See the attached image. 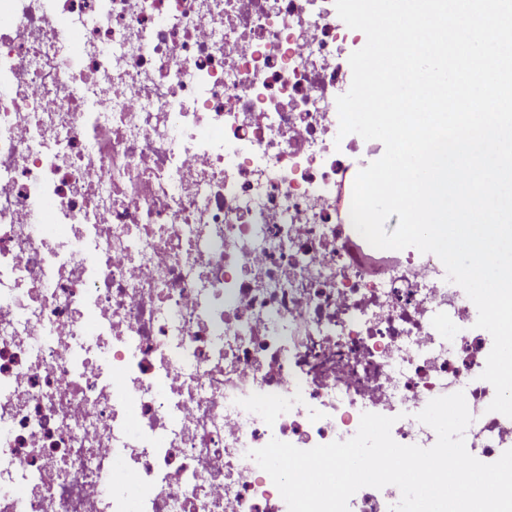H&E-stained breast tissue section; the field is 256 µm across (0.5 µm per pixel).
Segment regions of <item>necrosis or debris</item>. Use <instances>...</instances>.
I'll return each mask as SVG.
<instances>
[{"instance_id": "1", "label": "necrosis or debris", "mask_w": 512, "mask_h": 512, "mask_svg": "<svg viewBox=\"0 0 512 512\" xmlns=\"http://www.w3.org/2000/svg\"><path fill=\"white\" fill-rule=\"evenodd\" d=\"M333 0H0V512H288L248 452L463 392L493 339L415 248L373 274L341 183Z\"/></svg>"}]
</instances>
